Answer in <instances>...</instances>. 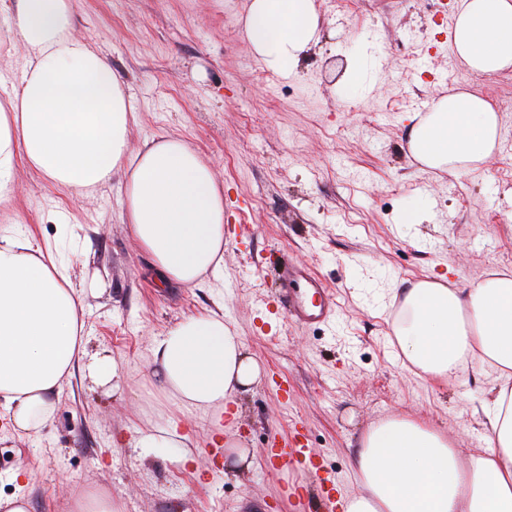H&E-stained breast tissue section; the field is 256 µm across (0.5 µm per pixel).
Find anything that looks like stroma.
Instances as JSON below:
<instances>
[{"instance_id":"1","label":"stroma","mask_w":512,"mask_h":512,"mask_svg":"<svg viewBox=\"0 0 512 512\" xmlns=\"http://www.w3.org/2000/svg\"><path fill=\"white\" fill-rule=\"evenodd\" d=\"M323 31L296 73L275 76L242 35L247 0H77L76 30L119 72L137 114L133 145L176 133L224 186V261L194 287H157L150 257L120 219V179L78 197L17 165L0 235L51 248L86 289L88 350L123 362L120 392L75 369L39 432L0 428V498L27 493L31 512H66L73 492L102 486L122 512H309L306 493L267 468L275 437L304 428L320 473L345 496L357 440L389 418L421 419L463 453L485 445L493 371L445 383L408 369L393 337L401 301L391 289L429 273L468 287L512 273V144L468 173L426 169L406 151L410 119L441 94L477 91L512 129V72L479 78L442 52L443 9L455 0H316ZM0 12V101L21 78L23 44ZM362 79L339 87L349 60ZM430 203L421 224L398 217ZM87 255L79 263L77 254ZM310 267L336 295L332 325L305 330L268 313L282 257ZM105 282L89 291L93 272ZM223 309L262 367L238 399L235 438L250 469L229 471L210 425L148 383L155 336L183 317ZM179 417L188 453L131 447L135 429Z\"/></svg>"}]
</instances>
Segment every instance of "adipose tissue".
Masks as SVG:
<instances>
[{
	"instance_id": "adipose-tissue-1",
	"label": "adipose tissue",
	"mask_w": 512,
	"mask_h": 512,
	"mask_svg": "<svg viewBox=\"0 0 512 512\" xmlns=\"http://www.w3.org/2000/svg\"><path fill=\"white\" fill-rule=\"evenodd\" d=\"M11 34L29 55L0 103V200L17 162L75 194L125 186L120 218L152 261L158 284L189 287L224 260V190L183 138L132 146L137 120L104 53L76 32L73 0H0ZM315 0H250L244 36L269 72L294 73L321 39ZM451 50L479 77L512 70V0H462ZM502 118L475 92L438 97L411 126L408 153L452 174L488 157ZM405 314L392 331L411 372L428 382L476 364L495 370L481 452L462 455L446 434L415 420L369 428L354 456L362 490L346 512H512V276L467 288L428 275L403 289ZM83 289L50 251L0 236V411L17 435L53 418L54 396L83 364L99 385L121 390L120 362L89 354ZM152 377L179 409L220 424L226 405L259 383L261 367L223 314L206 311L166 328L152 347Z\"/></svg>"
}]
</instances>
